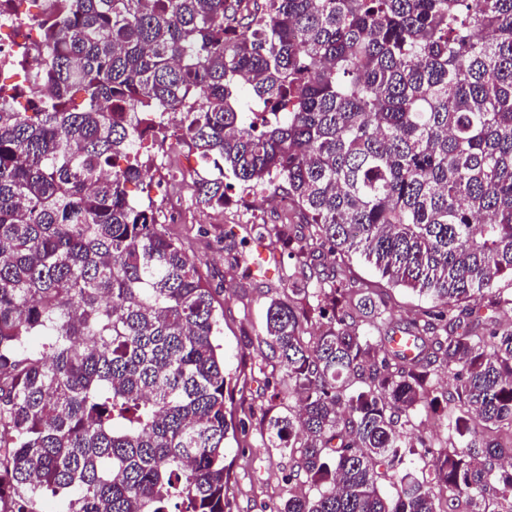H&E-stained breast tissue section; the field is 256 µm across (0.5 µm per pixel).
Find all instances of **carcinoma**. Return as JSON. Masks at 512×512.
I'll list each match as a JSON object with an SVG mask.
<instances>
[{"mask_svg":"<svg viewBox=\"0 0 512 512\" xmlns=\"http://www.w3.org/2000/svg\"><path fill=\"white\" fill-rule=\"evenodd\" d=\"M25 1L39 39L0 80V512L47 491L224 512V313L128 191L168 111L215 173L199 207L281 190L332 253L446 306L407 322L409 359L343 266L288 275L265 342L294 408L266 434L308 491L277 512H512V326L483 315L512 310V0H0V20ZM455 383L453 376L448 377L447 374H443L441 377V387L438 390L437 396L439 398L440 409L437 415L431 416L428 420H425L422 427L426 428V431H432L438 435L440 440H444L448 436V407H446V399L448 398V386H452Z\"/></svg>","mask_w":512,"mask_h":512,"instance_id":"cac0c4a2","label":"carcinoma"}]
</instances>
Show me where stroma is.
Instances as JSON below:
<instances>
[{
  "instance_id": "obj_1",
  "label": "stroma",
  "mask_w": 512,
  "mask_h": 512,
  "mask_svg": "<svg viewBox=\"0 0 512 512\" xmlns=\"http://www.w3.org/2000/svg\"><path fill=\"white\" fill-rule=\"evenodd\" d=\"M158 206L164 230L184 245L224 310L220 342L224 370L231 376L229 409L237 425L224 459L229 473L224 485L227 512H274L296 485L287 479L293 466L287 451L272 446L261 428L263 417L284 412L288 404L287 391L268 383L277 360L264 341L265 309L270 298L282 296V285L294 267L289 255L301 240L295 236L276 243L286 258L283 264L270 265L262 278L248 276L235 257L243 252L257 255L259 248L272 244L273 225L286 220L299 225L303 217L294 208L285 212L269 202L250 200L236 188L228 190L223 206L202 210L185 203L175 183ZM348 266L354 279L376 283L394 325L405 324L416 311L432 310L431 300L388 284L363 258H349Z\"/></svg>"
}]
</instances>
